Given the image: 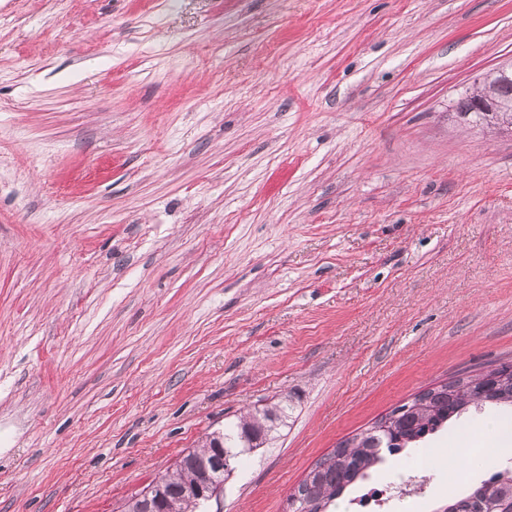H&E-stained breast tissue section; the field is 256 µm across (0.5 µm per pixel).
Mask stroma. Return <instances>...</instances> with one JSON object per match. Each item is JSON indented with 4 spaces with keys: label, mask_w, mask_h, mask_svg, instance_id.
Wrapping results in <instances>:
<instances>
[{
    "label": "stroma",
    "mask_w": 512,
    "mask_h": 512,
    "mask_svg": "<svg viewBox=\"0 0 512 512\" xmlns=\"http://www.w3.org/2000/svg\"><path fill=\"white\" fill-rule=\"evenodd\" d=\"M510 61L512 0H0V512H121L287 395L218 504L283 512L340 440L512 362V137L446 117ZM425 470L386 512L512 457Z\"/></svg>",
    "instance_id": "stroma-1"
}]
</instances>
